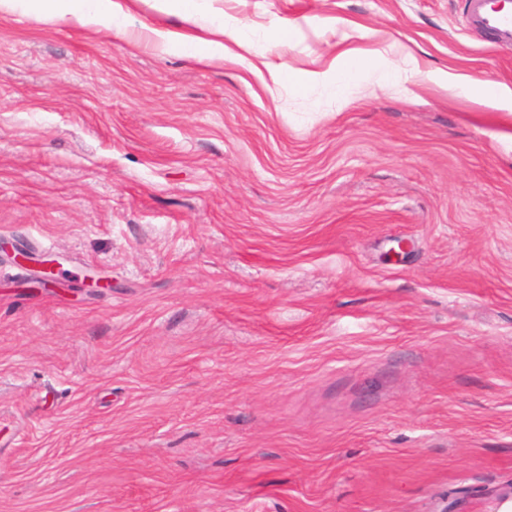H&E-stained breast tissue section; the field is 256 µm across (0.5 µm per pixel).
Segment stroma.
I'll use <instances>...</instances> for the list:
<instances>
[{
  "label": "stroma",
  "mask_w": 512,
  "mask_h": 512,
  "mask_svg": "<svg viewBox=\"0 0 512 512\" xmlns=\"http://www.w3.org/2000/svg\"><path fill=\"white\" fill-rule=\"evenodd\" d=\"M463 8L196 0L242 29L206 67L0 17V512L512 500V112L428 79L512 43Z\"/></svg>",
  "instance_id": "obj_1"
}]
</instances>
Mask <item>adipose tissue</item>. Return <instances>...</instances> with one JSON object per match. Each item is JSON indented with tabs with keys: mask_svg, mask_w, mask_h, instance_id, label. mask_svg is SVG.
<instances>
[{
	"mask_svg": "<svg viewBox=\"0 0 512 512\" xmlns=\"http://www.w3.org/2000/svg\"><path fill=\"white\" fill-rule=\"evenodd\" d=\"M168 9L178 11L183 29L136 26L128 0H0V14L33 13L63 26L74 25L93 30L108 25L124 35L140 34L154 48L180 54L200 65L227 59V40L238 33L223 17L211 15L199 20L194 0H163Z\"/></svg>",
	"mask_w": 512,
	"mask_h": 512,
	"instance_id": "adipose-tissue-1",
	"label": "adipose tissue"
}]
</instances>
